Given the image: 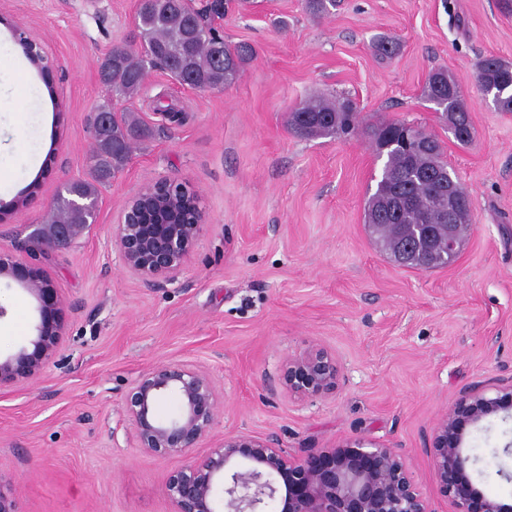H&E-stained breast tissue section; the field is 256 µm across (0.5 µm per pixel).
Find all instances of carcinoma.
<instances>
[{"label": "carcinoma", "mask_w": 512, "mask_h": 512, "mask_svg": "<svg viewBox=\"0 0 512 512\" xmlns=\"http://www.w3.org/2000/svg\"><path fill=\"white\" fill-rule=\"evenodd\" d=\"M208 5L195 7L193 0H139L137 28L140 46L115 45L100 59L101 81L112 87V95L129 101L139 95L150 69L159 67L174 79L191 80L190 87L222 91L233 85L242 67L250 59L249 50L231 46L206 20ZM474 78L498 92V109L512 112V63L497 57L480 59ZM424 95L438 107L448 126L460 134L471 135V120L461 86L448 83V75L435 70L428 76ZM288 124L306 139L328 135H348L358 126V110L350 100L342 102L322 97L298 104L289 113ZM400 120L380 123L373 133L376 154L386 157L375 192L369 197L366 224L376 243L395 256L401 242V225L447 224L448 194L462 195V207L471 216L467 191L447 164L442 150L419 151L403 144ZM141 135L140 123L129 109L112 113V123L95 129V146L89 157V180L64 185L54 207L44 218L46 224H88L93 219L98 185L124 169L131 159L134 139ZM393 200L389 210L378 207L382 196ZM447 253L443 242L434 248L419 243L415 264L434 268Z\"/></svg>", "instance_id": "1"}]
</instances>
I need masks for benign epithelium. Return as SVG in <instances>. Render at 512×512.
<instances>
[{
	"label": "benign epithelium",
	"mask_w": 512,
	"mask_h": 512,
	"mask_svg": "<svg viewBox=\"0 0 512 512\" xmlns=\"http://www.w3.org/2000/svg\"><path fill=\"white\" fill-rule=\"evenodd\" d=\"M26 56L40 69L54 61L42 44L27 31L14 29ZM186 191L181 183L160 177L130 198L119 223L113 225L112 241L123 268L151 286L177 282L202 230L203 212L196 206L181 216L178 224H151L145 203L164 207ZM448 213L456 223L439 228L448 258L456 260L462 236L457 225L467 223L457 195H448ZM85 224H37L17 249L30 262L20 263L0 252V277L23 286L38 302L37 334L30 345L0 359V389L40 374L62 336V296L38 264L41 253L62 249L78 239ZM432 238V231L405 229L404 244L397 254L407 265L412 240ZM340 369L336 357L321 347H312L285 362L281 385L285 393L302 399L336 393ZM487 389L465 391L435 423L431 443L425 449L434 479L455 512H512V503L490 497L469 476L478 458L466 448L472 428L482 421L512 409V380ZM167 394L178 395L182 412L161 421L153 414L154 403ZM219 407L211 379L192 365L170 362L149 368L138 376L127 397L129 421L138 448L159 457L185 456L211 432ZM174 512H267L279 503L278 512H433L429 501L416 488L405 457L395 448L354 440L336 448H308L290 456L273 437L230 435L210 454L173 471L166 483Z\"/></svg>",
	"instance_id": "obj_1"
}]
</instances>
